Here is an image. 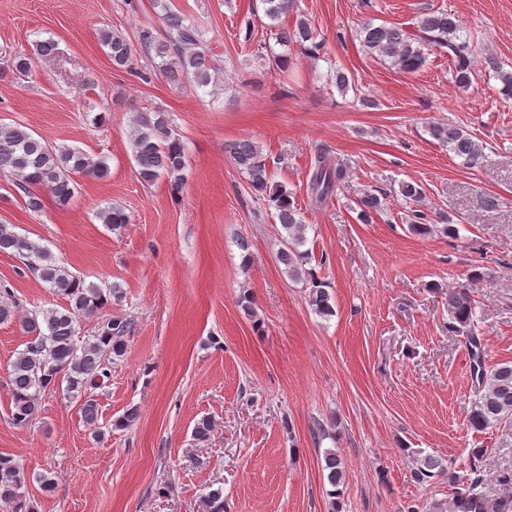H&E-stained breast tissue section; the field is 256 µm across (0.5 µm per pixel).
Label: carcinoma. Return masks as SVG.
Here are the masks:
<instances>
[{
  "label": "carcinoma",
  "instance_id": "cac0c4a2",
  "mask_svg": "<svg viewBox=\"0 0 512 512\" xmlns=\"http://www.w3.org/2000/svg\"><path fill=\"white\" fill-rule=\"evenodd\" d=\"M268 27L276 30L275 39L286 46L293 42L302 53L312 56L321 42L317 33L303 18L296 20L293 29L280 27L282 17L297 12L296 0H261ZM160 9L159 18L164 37L158 38L150 29L139 32L137 44H132L121 32L104 30L100 42L107 49L112 64L130 69L136 53L148 58H158V72L170 83H189L206 87L215 80L219 68L213 55L200 40L198 28L189 18L173 10L167 0H154ZM363 45L368 52L388 60L400 71L413 73L426 63V51L437 50L448 56L454 82L463 88L472 85L476 70L474 62L477 50L470 37L462 34V27L455 15L440 11L420 14L413 29L386 25L362 27ZM56 51L51 40L36 44L34 54L20 52L10 57L9 68L18 77L31 73L33 56H50ZM484 70L493 72L500 82L498 93L512 98V66L497 55L487 53L483 57ZM432 138L448 144V149L474 168L483 163V148L467 131L448 123L429 126ZM129 148L138 167L140 177L151 182L165 175L173 190L182 186L187 167L185 146L179 135L168 124L165 113L159 109L135 112L129 136ZM225 150L236 168L255 192H267L270 181L266 158L259 146L248 139L232 141ZM9 173L15 179V187L27 197L29 209L38 212L42 207L41 191L48 190L59 207L70 204L75 195L73 176L81 174L103 180L110 169L103 159L93 160L85 153L61 150L28 128L0 124V173ZM343 169L327 165L323 156L315 159L308 176L307 190L314 206L331 199L341 184ZM360 217L371 220V214L382 209L381 198L366 194L360 199ZM268 206L275 210L276 218L286 235L277 260L284 266L292 280L305 283L309 288L312 309L322 315H333L331 296L326 283L311 270L303 268L308 253L301 250L306 243L307 225L301 210L293 199V192L279 186L269 194ZM101 223L112 228L129 222V216L118 207H107L97 213ZM0 253L11 254L23 260L26 269L48 284L63 299L57 308H35L19 314V303L12 289L0 283V323L19 321L24 333L32 336L25 348L10 363L8 387L12 400V421L17 426H28L37 417L42 394L56 383H65V390L80 401V410L86 424L98 422L99 408L94 390L101 380L109 377L112 360L125 351L124 336L131 330V322L120 317L106 319L95 335L79 341V323L112 302L124 298L121 286L114 284L102 289L87 284L66 267L58 264L44 248L19 235L12 224H0ZM477 302L466 287L448 291V331L466 338L473 357L475 386L474 399L468 416L471 428L479 431L501 422H512V362L485 365L481 345V332L476 320ZM327 481L333 487L331 494L339 493L343 484V463L334 452L324 458ZM415 466L411 478L417 483H427L435 478L448 476L443 460L430 454L415 452ZM28 476L23 466L9 455L0 454V501L11 505L12 512H23L26 502L21 489L27 486ZM484 475L473 465L470 476L456 488L455 512H487L480 488Z\"/></svg>",
  "mask_w": 512,
  "mask_h": 512
}]
</instances>
